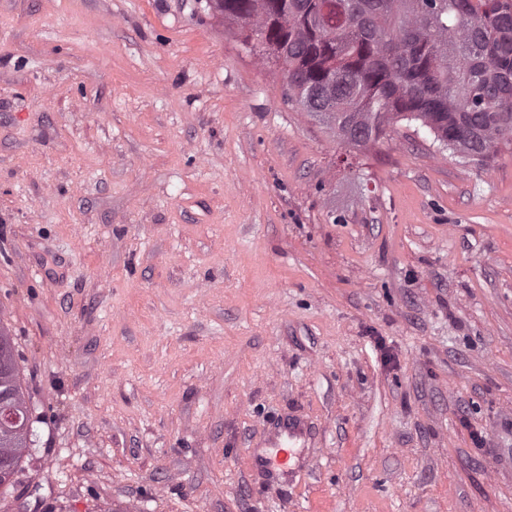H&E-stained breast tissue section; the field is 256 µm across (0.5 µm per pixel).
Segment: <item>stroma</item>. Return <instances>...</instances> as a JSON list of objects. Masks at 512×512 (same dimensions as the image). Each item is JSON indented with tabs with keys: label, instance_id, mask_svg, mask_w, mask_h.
I'll return each mask as SVG.
<instances>
[{
	"label": "stroma",
	"instance_id": "stroma-1",
	"mask_svg": "<svg viewBox=\"0 0 512 512\" xmlns=\"http://www.w3.org/2000/svg\"><path fill=\"white\" fill-rule=\"evenodd\" d=\"M0 325V512H512V143H344L206 0H0ZM0 327V402L13 408L19 421L8 431L0 428V463L5 461L6 468L0 466V487L13 486L14 476L21 467L25 453L37 442L34 426L39 423L35 408L26 400L11 336ZM303 428L296 424H288L274 438L271 439L269 447L273 448V455L267 458L270 465L289 466L294 457L296 448H301Z\"/></svg>",
	"mask_w": 512,
	"mask_h": 512
}]
</instances>
